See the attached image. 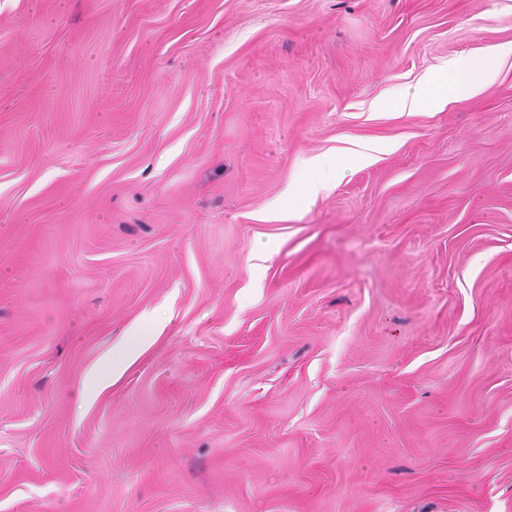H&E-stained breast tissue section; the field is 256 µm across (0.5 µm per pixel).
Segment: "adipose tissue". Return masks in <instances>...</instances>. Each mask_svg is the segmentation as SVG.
<instances>
[{
  "label": "adipose tissue",
  "mask_w": 512,
  "mask_h": 512,
  "mask_svg": "<svg viewBox=\"0 0 512 512\" xmlns=\"http://www.w3.org/2000/svg\"><path fill=\"white\" fill-rule=\"evenodd\" d=\"M494 76L495 71L487 62L458 61L450 70L431 73L414 89L399 93L394 103L404 112L426 107L441 110L458 99L478 93Z\"/></svg>",
  "instance_id": "obj_1"
}]
</instances>
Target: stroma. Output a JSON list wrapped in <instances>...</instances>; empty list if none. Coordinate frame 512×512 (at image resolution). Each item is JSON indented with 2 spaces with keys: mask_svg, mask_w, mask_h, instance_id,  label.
<instances>
[{
  "mask_svg": "<svg viewBox=\"0 0 512 512\" xmlns=\"http://www.w3.org/2000/svg\"><path fill=\"white\" fill-rule=\"evenodd\" d=\"M509 44L512 0H0V512H512ZM494 77L495 71L487 62L458 61L453 63L451 71L431 73L414 89L399 93L394 104L403 112H416L425 107L443 110L460 98L478 93Z\"/></svg>",
  "mask_w": 512,
  "mask_h": 512,
  "instance_id": "stroma-1",
  "label": "stroma"
}]
</instances>
